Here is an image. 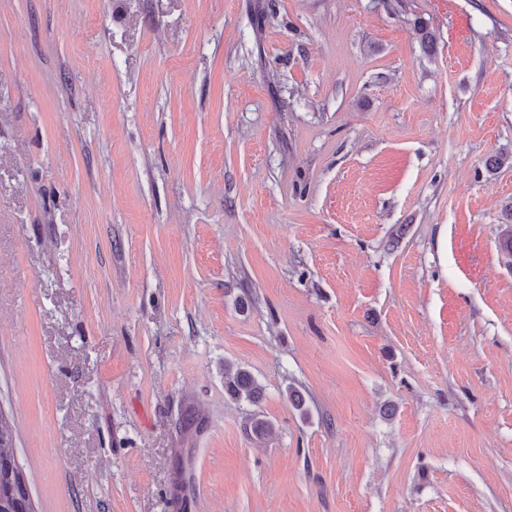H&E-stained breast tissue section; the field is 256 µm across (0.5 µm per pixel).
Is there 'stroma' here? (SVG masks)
<instances>
[{
  "instance_id": "obj_1",
  "label": "stroma",
  "mask_w": 512,
  "mask_h": 512,
  "mask_svg": "<svg viewBox=\"0 0 512 512\" xmlns=\"http://www.w3.org/2000/svg\"><path fill=\"white\" fill-rule=\"evenodd\" d=\"M266 2L0 0L36 512H512V0ZM224 391L233 400L256 403L261 388L248 371L239 367L234 369V366L228 363L224 366Z\"/></svg>"
}]
</instances>
